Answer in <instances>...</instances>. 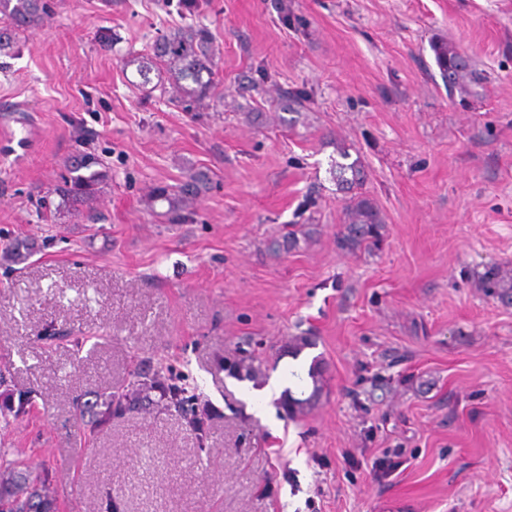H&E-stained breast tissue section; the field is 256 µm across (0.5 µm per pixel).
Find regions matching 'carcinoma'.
I'll return each instance as SVG.
<instances>
[{"instance_id": "carcinoma-1", "label": "carcinoma", "mask_w": 512, "mask_h": 512, "mask_svg": "<svg viewBox=\"0 0 512 512\" xmlns=\"http://www.w3.org/2000/svg\"><path fill=\"white\" fill-rule=\"evenodd\" d=\"M45 0H0V17L7 24L0 29V53L11 48L19 32L37 23L46 11ZM437 63L448 86L453 88L465 78L473 81L480 74L461 53L448 48L433 46ZM161 56L167 58L169 65L177 68L178 77L196 85L197 98H205L213 88L212 82L203 80V73L210 69L209 36L206 30L196 31L188 39L173 33L160 44ZM333 177L341 189L352 193L347 208V221L339 237L340 248L349 253L360 249L376 247L382 239L384 221L371 200L358 192L364 181V173L354 164L334 162L331 164ZM107 178L106 171L100 169V163L93 156L79 155L66 168L62 184L52 193L61 199L58 207L66 206L77 196H91L97 186ZM480 287L485 294L500 301L512 304V274L498 268H488L478 277ZM0 512H56L54 504L42 499L38 502L27 500L18 502L7 491H0Z\"/></svg>"}]
</instances>
